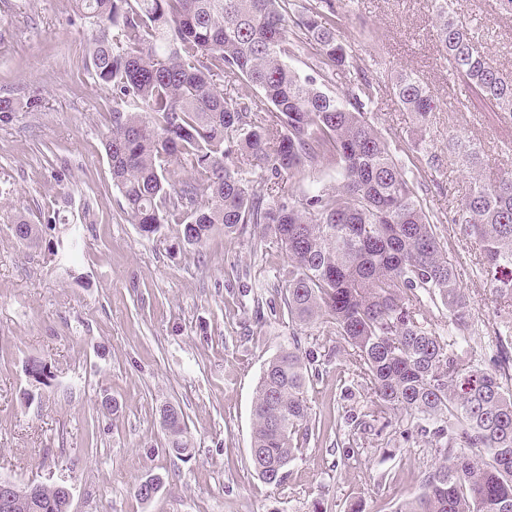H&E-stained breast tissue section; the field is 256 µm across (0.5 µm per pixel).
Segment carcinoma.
Returning a JSON list of instances; mask_svg holds the SVG:
<instances>
[{
  "label": "carcinoma",
  "mask_w": 512,
  "mask_h": 512,
  "mask_svg": "<svg viewBox=\"0 0 512 512\" xmlns=\"http://www.w3.org/2000/svg\"><path fill=\"white\" fill-rule=\"evenodd\" d=\"M73 2L98 27L91 65L115 103L105 149L123 210L142 235L174 222L200 250L217 230L265 225L288 259V320L339 337L377 406L406 416L403 441L423 438L435 453L418 492L396 512H512V385L503 372L512 348V171L475 180L452 218L479 247L475 271L502 314L495 348L478 350L474 301L448 263L441 219L375 125L382 80L340 36L335 0ZM461 7L433 0L440 54L480 104L511 113L512 78L478 49ZM302 55L328 79L338 70L354 75L346 100L288 63ZM237 82L256 93L225 98L224 84ZM389 85L415 117L414 151L438 169L427 81L396 70ZM448 154L467 168L482 157L458 133L448 135ZM256 162L299 181L325 162L342 182L274 195L243 180L242 166ZM172 163L190 165L191 181L172 183ZM13 234L26 245L41 229L21 221ZM82 242L78 233L56 250L69 258ZM438 301L448 309L445 327L425 316ZM313 366L295 339L260 377L251 457L269 484L281 483L313 435L305 397ZM160 418L169 451L188 454L181 409L166 405ZM62 505L58 485L45 484L33 512Z\"/></svg>",
  "instance_id": "cac0c4a2"
}]
</instances>
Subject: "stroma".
Segmentation results:
<instances>
[{
    "label": "stroma",
    "instance_id": "stroma-1",
    "mask_svg": "<svg viewBox=\"0 0 512 512\" xmlns=\"http://www.w3.org/2000/svg\"><path fill=\"white\" fill-rule=\"evenodd\" d=\"M461 18L512 77V16L497 0H463ZM339 19L359 63L385 75L413 70L433 91L442 165L417 174L429 209L448 218L442 187L512 170V122L459 115L470 94L448 81L431 0H350ZM95 35L72 0H0V98L16 104L0 121V480L66 482L74 512H396L434 453L420 439L396 441L390 428L355 432L348 416L367 412L371 394L324 326L289 324L288 260L274 237L250 224L215 232L202 250L181 249L180 225L147 238L120 208L104 149L112 88L88 58ZM372 112L392 152L411 162L412 113L387 90ZM452 129L481 142L477 170L449 155ZM244 177L287 193L341 180L328 165L304 184L255 165ZM21 220L42 227L38 244L16 241ZM75 224L85 247L71 272L52 248ZM445 249L476 303L482 331L471 343L486 344L495 303L473 273L475 245L449 234ZM294 338L319 361L307 404L320 432L274 485L251 463L253 405L265 364ZM32 358L47 365L48 384L27 377ZM106 397L117 414L99 413ZM166 404L184 414L190 457L168 451ZM150 474L163 484L145 503L134 486Z\"/></svg>",
    "mask_w": 512,
    "mask_h": 512
}]
</instances>
